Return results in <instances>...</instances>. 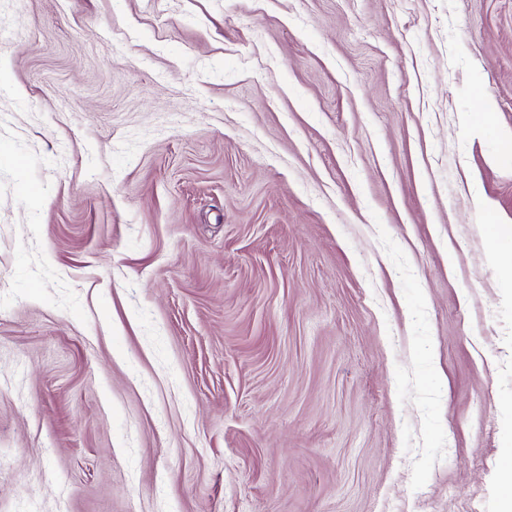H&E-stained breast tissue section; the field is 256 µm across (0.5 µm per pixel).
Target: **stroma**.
<instances>
[{"instance_id":"1","label":"stroma","mask_w":512,"mask_h":512,"mask_svg":"<svg viewBox=\"0 0 512 512\" xmlns=\"http://www.w3.org/2000/svg\"><path fill=\"white\" fill-rule=\"evenodd\" d=\"M508 133L512 0H0V512H504Z\"/></svg>"}]
</instances>
